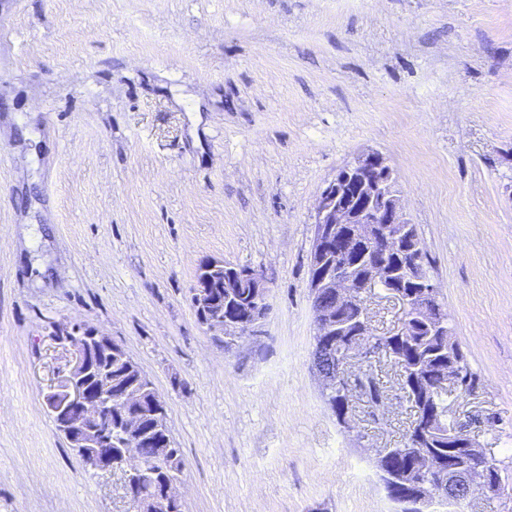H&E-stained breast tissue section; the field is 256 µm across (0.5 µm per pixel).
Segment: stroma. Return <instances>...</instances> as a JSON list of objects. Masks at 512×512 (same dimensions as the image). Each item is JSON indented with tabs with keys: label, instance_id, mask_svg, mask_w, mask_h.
Masks as SVG:
<instances>
[{
	"label": "stroma",
	"instance_id": "obj_1",
	"mask_svg": "<svg viewBox=\"0 0 512 512\" xmlns=\"http://www.w3.org/2000/svg\"><path fill=\"white\" fill-rule=\"evenodd\" d=\"M0 512H132L45 397L49 322L121 344L166 403L184 512H393L376 452L414 420L394 362L349 423L311 363L317 194L393 168L512 468V0H0ZM205 259L259 270L261 333L198 320ZM374 334L402 309L368 298ZM267 312V307H264L261 309L260 316L257 320L253 321L252 323L241 325V324H224L223 323H213L214 321L210 320L208 321V325L211 324V329L215 330L216 328H219L221 330L224 329V336H225V343L232 344L235 337L239 336H255L258 333V328L260 325L261 320L265 317ZM232 329L234 331V334L228 333V331Z\"/></svg>",
	"mask_w": 512,
	"mask_h": 512
}]
</instances>
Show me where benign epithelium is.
Listing matches in <instances>:
<instances>
[{
    "label": "benign epithelium",
    "mask_w": 512,
    "mask_h": 512,
    "mask_svg": "<svg viewBox=\"0 0 512 512\" xmlns=\"http://www.w3.org/2000/svg\"><path fill=\"white\" fill-rule=\"evenodd\" d=\"M408 223L405 206L395 187L394 172L386 158L379 152L369 151L356 155L349 163L337 170L336 175L325 183L318 194L314 208V236L309 265L314 277L308 287L315 294L321 289H330L337 303L361 305L367 296L374 293L386 277V271L377 267L364 279L356 280L351 274L342 272L346 264L340 260L335 245L342 243L341 231L350 228V236L373 250H397L403 246L402 225ZM227 271L234 279L255 289L260 298H266V288L257 270L224 260L201 262L195 273V306L200 317L216 307L212 292L214 279L211 274ZM390 298L399 302L403 309L401 323L418 316L436 328L442 327V317L431 315L423 305H413L397 291L388 292ZM267 308H262L260 318L245 325L213 323L211 329L224 331L225 342L231 344L239 336H255L260 319L265 317ZM317 335L326 336L334 328L331 309L314 307ZM48 337L68 356L65 367L58 371L50 386L52 418L71 448H80L84 460L94 470L106 469L112 455V433L97 426L105 412L121 413L124 417L121 428L120 448L125 464L126 482L136 484L145 470V463L139 451L141 447L137 431L140 427L139 407L136 398L124 393L112 397V386H89L88 376L94 369V355L102 337L93 327L81 324L62 325L52 322L48 325ZM382 349L360 332L350 339L343 356L336 361V377L349 381L347 368L350 359L356 357L364 364L381 357ZM465 447L470 455V464L476 469L490 465L488 449L482 448L472 438H467ZM424 471L439 473L440 480L426 489L416 500L403 505L394 501L396 508L405 507L410 512H451L458 503L477 495L485 502H497L505 493L494 481H476L470 474L458 468L442 469L440 462L431 455L419 457ZM181 502L178 482H166L153 499L137 503V512H170Z\"/></svg>",
    "instance_id": "1"
}]
</instances>
